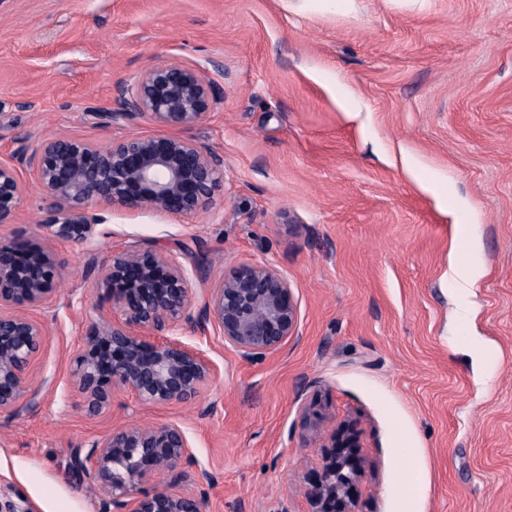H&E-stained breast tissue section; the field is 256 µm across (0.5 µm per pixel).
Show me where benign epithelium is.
I'll use <instances>...</instances> for the list:
<instances>
[{"instance_id": "benign-epithelium-1", "label": "benign epithelium", "mask_w": 512, "mask_h": 512, "mask_svg": "<svg viewBox=\"0 0 512 512\" xmlns=\"http://www.w3.org/2000/svg\"><path fill=\"white\" fill-rule=\"evenodd\" d=\"M116 122L145 116L169 128L206 120L218 103L213 84L192 65L161 60L120 89ZM41 190L52 200L43 241L19 244L0 238V414L34 403L27 373L43 345L41 325L24 312L53 302L62 268L53 244L84 243L105 204L127 211L190 215L206 209L224 181V159L181 137L132 136L105 147L64 137L45 140L30 157ZM28 186L15 167L0 162V224H17ZM197 266L184 253L124 249L98 268L94 288L110 302L112 317L89 325L72 369V388L86 412L112 405L116 389L155 406L187 403L216 374L203 351L170 338L191 304ZM224 344L247 360H259L294 336L298 305L288 276L265 264H242L224 275L204 303ZM354 425L331 440L318 478L305 492L309 512H357L351 496L363 462L353 452ZM194 463L185 431L175 423L119 427L90 445L75 467L103 494L99 512H205V500L169 487L143 490L153 473ZM15 487L0 482V512H39L29 500H12Z\"/></svg>"}]
</instances>
